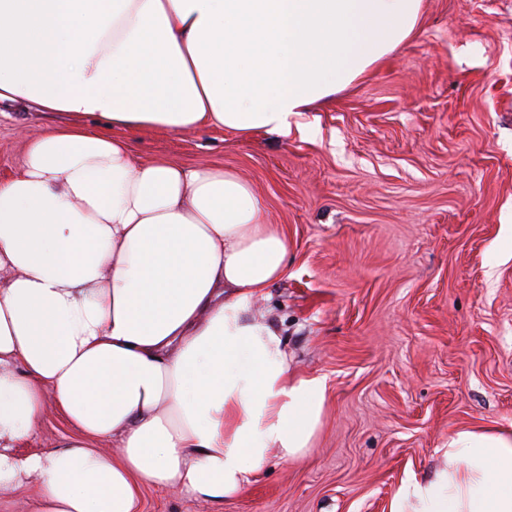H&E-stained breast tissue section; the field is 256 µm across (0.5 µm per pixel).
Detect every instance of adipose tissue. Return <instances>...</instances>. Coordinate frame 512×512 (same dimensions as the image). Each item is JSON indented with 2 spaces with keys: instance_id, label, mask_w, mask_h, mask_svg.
I'll use <instances>...</instances> for the list:
<instances>
[{
  "instance_id": "1",
  "label": "adipose tissue",
  "mask_w": 512,
  "mask_h": 512,
  "mask_svg": "<svg viewBox=\"0 0 512 512\" xmlns=\"http://www.w3.org/2000/svg\"><path fill=\"white\" fill-rule=\"evenodd\" d=\"M423 0H0V104L66 115L0 181V488L36 512L221 502L302 458L323 378L290 374L256 297L288 239L220 166L136 163L131 135L291 131L405 43ZM51 411L74 431L18 448ZM112 442L104 453L95 441ZM391 512H512V425L460 429Z\"/></svg>"
}]
</instances>
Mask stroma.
<instances>
[{"label": "stroma", "instance_id": "35a3bbf8", "mask_svg": "<svg viewBox=\"0 0 512 512\" xmlns=\"http://www.w3.org/2000/svg\"><path fill=\"white\" fill-rule=\"evenodd\" d=\"M50 116L0 111V179ZM137 161L237 173L288 237L255 305L322 428L221 503L147 488L141 512H390L459 429L512 424V0H423L418 33L288 135L142 133Z\"/></svg>", "mask_w": 512, "mask_h": 512}]
</instances>
